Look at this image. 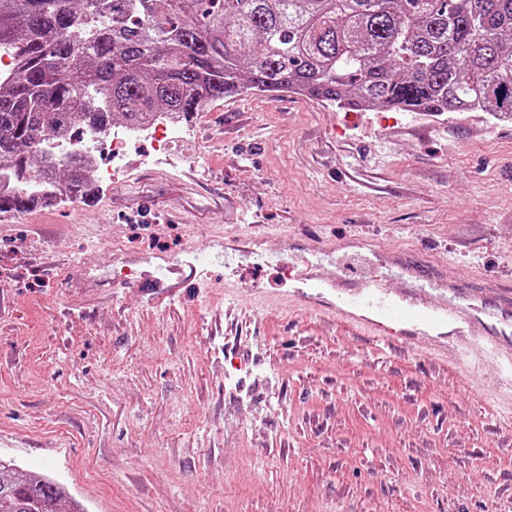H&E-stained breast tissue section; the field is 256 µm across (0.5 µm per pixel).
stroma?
Returning <instances> with one entry per match:
<instances>
[{
	"mask_svg": "<svg viewBox=\"0 0 512 512\" xmlns=\"http://www.w3.org/2000/svg\"><path fill=\"white\" fill-rule=\"evenodd\" d=\"M183 124L86 201L0 217V457L86 512H512V369L470 338L379 342L273 268L160 302L113 260L364 237L512 289V121L258 93ZM87 259L108 283L78 308Z\"/></svg>",
	"mask_w": 512,
	"mask_h": 512,
	"instance_id": "35a3bbf8",
	"label": "stroma"
}]
</instances>
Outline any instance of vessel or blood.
<instances>
[{
  "label": "vessel or blood",
  "mask_w": 512,
  "mask_h": 512,
  "mask_svg": "<svg viewBox=\"0 0 512 512\" xmlns=\"http://www.w3.org/2000/svg\"><path fill=\"white\" fill-rule=\"evenodd\" d=\"M128 261L139 267L137 284L146 288L174 292L187 287L197 273L196 264L176 257L138 254ZM338 268V279L313 277L308 285L332 288L337 282L347 283V290L330 303L340 322L366 326L389 341H415L443 351L452 338L468 336L483 341L499 361L512 363L511 294L486 297L468 279L450 271L438 273L407 249L373 251L362 269L345 260L339 261ZM394 279L445 291L448 300L432 305L404 291L389 292L386 283Z\"/></svg>",
  "instance_id": "b4317fda"
}]
</instances>
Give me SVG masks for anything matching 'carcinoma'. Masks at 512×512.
I'll return each mask as SVG.
<instances>
[{"label": "carcinoma", "instance_id": "carcinoma-1", "mask_svg": "<svg viewBox=\"0 0 512 512\" xmlns=\"http://www.w3.org/2000/svg\"><path fill=\"white\" fill-rule=\"evenodd\" d=\"M0 168L37 171L39 197L0 191V213L88 196L92 161L45 148L254 92L338 109L512 117V0H0ZM66 489L0 458V512H61Z\"/></svg>", "mask_w": 512, "mask_h": 512}]
</instances>
